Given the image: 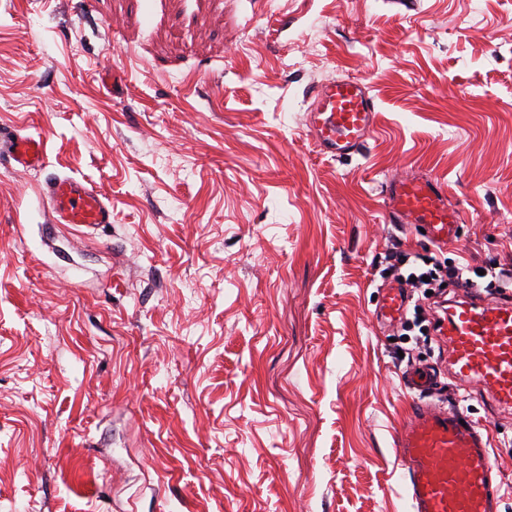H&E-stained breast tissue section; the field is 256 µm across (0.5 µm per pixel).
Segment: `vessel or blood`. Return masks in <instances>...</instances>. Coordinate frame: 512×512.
Wrapping results in <instances>:
<instances>
[{"label": "vessel or blood", "instance_id": "b4317fda", "mask_svg": "<svg viewBox=\"0 0 512 512\" xmlns=\"http://www.w3.org/2000/svg\"><path fill=\"white\" fill-rule=\"evenodd\" d=\"M376 104L369 85L356 77L320 84L306 114L310 139L320 155L336 160L360 154L375 128ZM16 165L35 169L46 162L43 139L17 135L0 142ZM55 220L88 232L112 222V201L96 187L69 176L50 180L44 191ZM385 208L391 222L419 224L435 243L455 236L461 211L448 203L437 177L407 175L390 180ZM375 319L383 325L400 320L408 303L403 288L381 291ZM448 359L447 370L420 366L406 373L404 385L418 392L408 421L395 436V453L405 476L412 512H499L501 484L493 477L488 440L458 412L426 401L441 373L462 386L481 384L499 410H512V291L489 298L477 289H458L437 333Z\"/></svg>", "mask_w": 512, "mask_h": 512}]
</instances>
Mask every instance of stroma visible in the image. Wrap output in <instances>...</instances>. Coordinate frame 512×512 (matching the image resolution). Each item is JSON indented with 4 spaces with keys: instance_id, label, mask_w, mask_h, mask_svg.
I'll use <instances>...</instances> for the list:
<instances>
[{
    "instance_id": "obj_1",
    "label": "stroma",
    "mask_w": 512,
    "mask_h": 512,
    "mask_svg": "<svg viewBox=\"0 0 512 512\" xmlns=\"http://www.w3.org/2000/svg\"><path fill=\"white\" fill-rule=\"evenodd\" d=\"M365 79V151L312 91ZM0 512H411L394 450L435 333L377 327L386 255L512 265V0H0ZM430 174L441 247L390 223ZM112 198L90 238L42 196ZM512 512V417L442 379ZM375 112V99L364 80L356 77L326 80L313 91L306 114L316 151L336 160L360 154L373 136ZM0 149L17 166L24 168H40L46 162V143L40 137L37 139L29 135H16L1 141ZM385 208L393 223L422 224L436 244L452 240L461 221L460 209L448 204L444 184L431 175L390 180L385 189Z\"/></svg>"
}]
</instances>
